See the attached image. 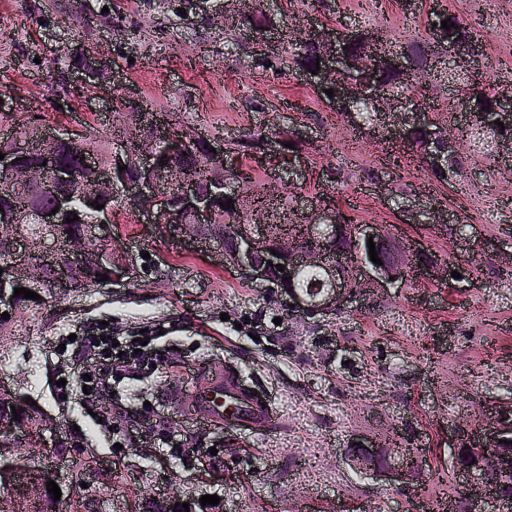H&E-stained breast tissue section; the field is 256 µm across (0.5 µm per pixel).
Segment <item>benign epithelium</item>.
Here are the masks:
<instances>
[{"label": "benign epithelium", "instance_id": "obj_1", "mask_svg": "<svg viewBox=\"0 0 512 512\" xmlns=\"http://www.w3.org/2000/svg\"><path fill=\"white\" fill-rule=\"evenodd\" d=\"M351 30L336 33L333 38L311 28L305 34L315 44L327 47L321 56L320 70L310 73L297 71V75L314 87L331 85L334 96L328 98L329 106L338 110L340 106L366 100L371 106V128L382 123L390 135L405 143L412 132L431 128L433 120L425 119L424 110L418 101L407 94H391L379 88L375 59L381 58L393 69L405 68L401 57L390 50L368 51L358 54L349 49ZM479 53V45L472 39L457 40L450 46L449 55L459 63L468 62ZM77 81L87 83L99 81L114 91L121 84L119 73L94 57L88 58L76 75ZM458 105L467 112L468 122H480L483 126L497 127L499 120L512 128V99L502 98L494 112L483 114L475 109L472 101L462 96ZM153 134L141 137L134 146L123 144L109 153L110 161L104 162L95 152H85L82 161L88 174L78 172L61 164L55 155V147L61 143L74 144L76 138L57 129L34 127V130L17 137L10 147L0 151L5 154L0 160V175L7 178L17 192L37 191L50 197L46 206L14 207L0 211V224L15 226L10 237L13 260L0 273V314L15 315L23 309L14 288H28L41 299L35 309L42 312L49 303L50 294L45 292L51 281L68 293H82L74 288L71 277L80 270L93 278L102 269H108V280L102 287L120 286L137 274L133 259L120 263L109 260L101 249L100 242L112 235V201L119 199L131 204L137 214L138 223L156 224L161 215L168 216L165 230L178 229L185 234L197 236L208 228L207 236L213 238L224 249V266L232 268L253 282H261L267 288L288 292V303L292 311L309 316H321L330 312H341L358 308L365 296L383 289L408 276L409 269L417 268L422 261L393 241L389 234L372 225H357L353 239L364 247L354 267L340 265L338 249L334 247L340 224L336 212L328 206H317L308 215L307 235L300 239L288 234L272 233V216L265 211L252 212L247 218L232 225L230 231L219 230L214 223L216 204L234 197L224 192V175L237 165L228 164L224 145L215 137H203L205 156L211 177L210 191L202 194L195 181L182 175L176 162L184 159L183 152H191L190 143L184 136L172 130L166 122L153 119ZM265 160L272 163L271 173L286 176L293 182L303 177L306 162L300 155L289 153L285 142L278 136L265 138L261 147ZM135 155V172L130 175L120 170L128 154ZM98 201L102 209L92 206ZM58 212L51 213V210ZM79 217L80 231L60 239L56 236L57 225L66 219ZM36 226L41 232V259L32 261L24 257L29 247L30 228ZM373 238L382 264L370 260L365 249L368 238ZM277 255H272L271 251ZM284 271H279L276 265ZM317 268L322 273V284L318 296L309 298L295 287H285L279 280L288 272V282L300 269ZM31 403L26 395L7 390L0 385V512H41L45 507L49 480L60 486L61 498L68 500L69 507L78 512H107L102 487L97 476L103 471L98 457L90 449L72 450L68 437L60 431L53 418L41 412L37 428L24 421L13 419L30 411ZM512 436V405L496 412L494 421L483 430L484 444ZM360 445H349L348 462L356 471L386 477L397 483V488H407L408 476L413 469L407 459L394 461L387 444L358 439ZM58 458L71 471L87 477V487L78 489L64 486L46 462ZM456 471L464 476V492L473 499L489 494L486 477L512 474V448H497L481 452L469 464L456 460Z\"/></svg>", "mask_w": 512, "mask_h": 512}]
</instances>
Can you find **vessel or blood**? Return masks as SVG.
I'll list each match as a JSON object with an SVG mask.
<instances>
[{
  "mask_svg": "<svg viewBox=\"0 0 512 512\" xmlns=\"http://www.w3.org/2000/svg\"><path fill=\"white\" fill-rule=\"evenodd\" d=\"M193 414L200 422L224 428L226 433L281 429L283 420L264 392L256 391L234 365L213 370L194 369Z\"/></svg>",
  "mask_w": 512,
  "mask_h": 512,
  "instance_id": "1",
  "label": "vessel or blood"
}]
</instances>
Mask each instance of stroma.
<instances>
[{
  "label": "stroma",
  "instance_id": "35a3bbf8",
  "mask_svg": "<svg viewBox=\"0 0 512 512\" xmlns=\"http://www.w3.org/2000/svg\"><path fill=\"white\" fill-rule=\"evenodd\" d=\"M281 38L300 40L318 14L312 0H259ZM335 0L326 19L352 21L402 51L426 36L432 0L414 11L400 0ZM222 0H183L181 15L152 0H0V139L20 126L69 129L101 151L126 140L122 111L106 89L72 83L82 56L112 62L126 92L180 122L183 131L240 137L274 125L314 127L301 142L308 161L298 194L322 196L354 224H374L412 245L454 278L409 276L369 296L355 312L302 316L277 290L256 288L226 269L216 243L165 233L113 211L115 258L139 270L104 292L61 296L44 314L19 311L0 335V381L30 396L63 431L112 470L111 512L139 504L217 495L223 512H415L421 495L455 497L453 482L413 481L399 492L345 463L352 438L416 436L429 470L452 473L448 427L512 403V158L473 156L460 145L453 180L436 177L419 152L342 116L308 84L267 70L237 68L238 47L215 17ZM477 39L484 83L512 86V0H486ZM437 203L453 224L404 213ZM480 267L470 283L471 267ZM111 322L125 336L157 337L164 355L137 368L119 407L97 392L64 396L72 364L60 343L80 326ZM237 365L284 417L276 431L237 436L199 423L190 400L171 407L168 384L187 387L192 369ZM105 420H98V413Z\"/></svg>",
  "mask_w": 512,
  "mask_h": 512
}]
</instances>
